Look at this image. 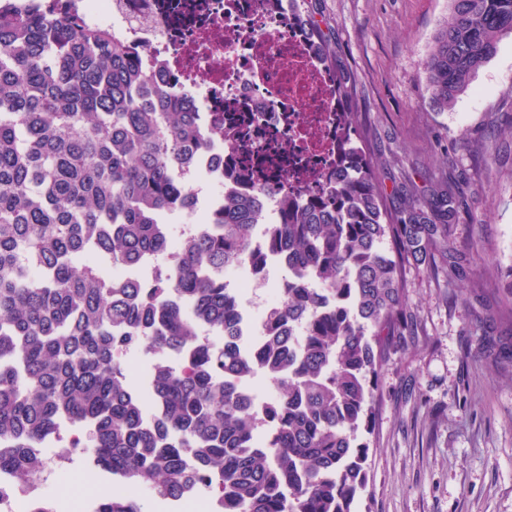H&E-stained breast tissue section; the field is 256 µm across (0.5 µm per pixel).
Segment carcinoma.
<instances>
[{"mask_svg":"<svg viewBox=\"0 0 512 512\" xmlns=\"http://www.w3.org/2000/svg\"><path fill=\"white\" fill-rule=\"evenodd\" d=\"M449 3L425 63L441 111L512 36V0ZM302 21L331 64L328 41ZM331 71L351 127L363 120L352 76ZM147 83L107 29L0 10V470L33 482L35 448L67 424L92 470L135 489L91 512H145L137 490L167 499L194 479L222 512H355L368 482L360 433L408 327L403 271L462 278L473 260L453 238L464 201L454 169L388 209L378 161L349 141L326 199L285 205L262 242L251 203L237 200L154 277L114 279L112 265L166 248L170 216L194 206L176 170L208 142L196 113L160 88L145 98ZM271 254L287 257L292 285L243 347L224 269H260ZM482 321L483 355L511 373L512 336L492 313ZM137 347L150 359V417L119 358ZM258 375L275 387L261 403Z\"/></svg>","mask_w":512,"mask_h":512,"instance_id":"cac0c4a2","label":"carcinoma"}]
</instances>
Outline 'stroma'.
I'll use <instances>...</instances> for the list:
<instances>
[{
  "label": "stroma",
  "instance_id": "1",
  "mask_svg": "<svg viewBox=\"0 0 512 512\" xmlns=\"http://www.w3.org/2000/svg\"><path fill=\"white\" fill-rule=\"evenodd\" d=\"M355 79L353 141L378 156L386 205L445 167L463 173L469 214L455 238L476 259L450 281L407 266L414 318L378 379L369 477L358 512H512V378L480 354L473 312L512 301V37L455 106L431 102L425 59L449 0H307Z\"/></svg>",
  "mask_w": 512,
  "mask_h": 512
}]
</instances>
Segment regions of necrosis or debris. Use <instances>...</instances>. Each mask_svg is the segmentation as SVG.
<instances>
[{
    "label": "necrosis or debris",
    "mask_w": 512,
    "mask_h": 512,
    "mask_svg": "<svg viewBox=\"0 0 512 512\" xmlns=\"http://www.w3.org/2000/svg\"><path fill=\"white\" fill-rule=\"evenodd\" d=\"M85 22L111 28L142 70L173 97L194 99L207 149L183 173L201 203L170 230V250L205 231L224 205L259 199L256 235L276 223L283 198L306 200L334 172L346 143L334 78L312 46L293 0H63ZM270 190L258 193L259 181ZM280 258L240 266L232 284L242 335L279 303Z\"/></svg>",
    "instance_id": "1"
}]
</instances>
